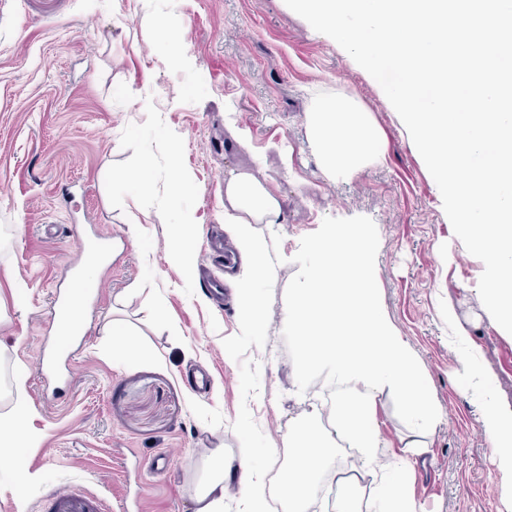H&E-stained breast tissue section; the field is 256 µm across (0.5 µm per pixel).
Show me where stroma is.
I'll return each instance as SVG.
<instances>
[{
  "label": "stroma",
  "mask_w": 512,
  "mask_h": 512,
  "mask_svg": "<svg viewBox=\"0 0 512 512\" xmlns=\"http://www.w3.org/2000/svg\"><path fill=\"white\" fill-rule=\"evenodd\" d=\"M161 22L183 33L187 66L158 49ZM140 92L152 111L130 108ZM321 93L370 112L382 158L341 179L322 172L306 129ZM174 136L192 189L172 208ZM146 150L153 191L143 196L121 175ZM239 171L277 187L286 217L259 227L275 264L259 339L243 334L234 300L216 299L204 279L222 271L210 241L224 233V182ZM341 218L375 226L382 301L441 413L431 461L411 482L422 512H505L484 395L463 381L462 361L512 408V335L486 311L484 265L455 237L376 81L285 0H0V415L20 399L38 412L40 441L24 451L27 512H44L65 485L101 499L103 512L136 497L142 512H193L219 440L231 459L251 444L265 466L266 449L309 416L295 395L299 347L285 320L301 246ZM174 221L197 231L190 284L167 260L164 226ZM96 233L111 244L88 288L89 329L68 374L40 377L38 361L55 346L53 301L87 262L78 238ZM123 292L120 317L151 357L113 356L98 334ZM19 370L28 376L20 393ZM163 451L174 462L153 474Z\"/></svg>",
  "instance_id": "obj_1"
}]
</instances>
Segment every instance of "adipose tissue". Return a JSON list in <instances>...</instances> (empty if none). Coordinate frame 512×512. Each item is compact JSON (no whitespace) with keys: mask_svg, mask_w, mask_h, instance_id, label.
I'll return each instance as SVG.
<instances>
[{"mask_svg":"<svg viewBox=\"0 0 512 512\" xmlns=\"http://www.w3.org/2000/svg\"><path fill=\"white\" fill-rule=\"evenodd\" d=\"M307 130L325 174L348 176L382 155L370 113L350 96L314 98ZM224 197V231L240 260L234 277L239 323L246 335L260 337L266 326L263 291L274 278L268 244L257 227L282 223V205L246 171L230 175ZM305 249L310 261L294 285L286 317L289 328L303 338L300 373L321 375L329 398L311 418L289 427L284 438L292 450L289 468L275 482H268L267 469L252 467L248 456L233 461L223 446L210 449V471L197 488L194 512H223L233 488L241 494L243 512H270L271 500L279 498L301 512L323 476L335 474L336 450L343 446L358 450V468L354 476L340 479L335 512H362L358 489L364 480L373 486L375 512H421L409 478L416 460L428 452L423 437L440 416L424 370L388 320L375 286L376 232L369 224H329ZM387 389L400 397L414 423L412 435L401 442L405 455L398 462L383 453L377 418L378 398ZM35 415L20 402L9 416L0 417V444L17 447L0 457V474L19 487L28 478L20 449L38 439L27 426ZM482 427L504 477L503 496L512 503V409L488 399Z\"/></svg>","mask_w":512,"mask_h":512,"instance_id":"obj_1","label":"adipose tissue"}]
</instances>
